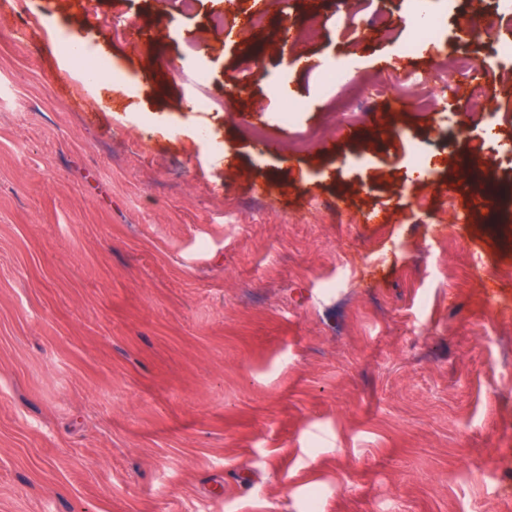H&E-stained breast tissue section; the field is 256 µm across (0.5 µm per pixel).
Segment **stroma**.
Masks as SVG:
<instances>
[{
	"label": "stroma",
	"mask_w": 512,
	"mask_h": 512,
	"mask_svg": "<svg viewBox=\"0 0 512 512\" xmlns=\"http://www.w3.org/2000/svg\"><path fill=\"white\" fill-rule=\"evenodd\" d=\"M219 5L0 0V512H512V223L456 186L512 168V61L469 45L493 111L417 110L407 29L354 44L337 0L293 73ZM339 59L390 139L286 152ZM63 46L68 53H71V48L73 52L76 53L72 55L73 62L84 73L88 75H96L109 69V64L105 59L90 53H78L82 52L86 46V43L82 39L74 37L71 47L68 44H64Z\"/></svg>",
	"instance_id": "obj_1"
}]
</instances>
